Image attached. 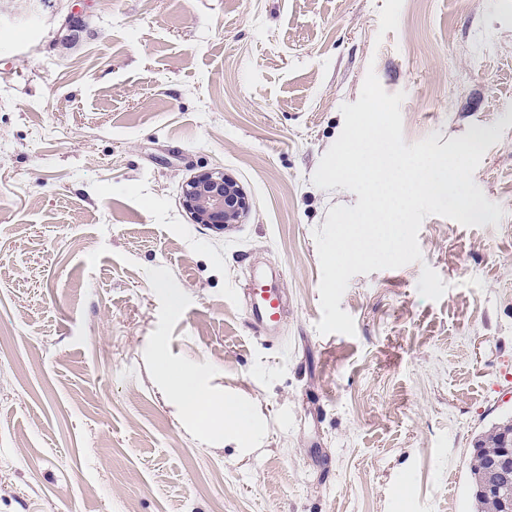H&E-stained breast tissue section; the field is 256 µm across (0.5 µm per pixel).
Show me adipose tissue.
I'll return each instance as SVG.
<instances>
[{
    "mask_svg": "<svg viewBox=\"0 0 512 512\" xmlns=\"http://www.w3.org/2000/svg\"><path fill=\"white\" fill-rule=\"evenodd\" d=\"M169 390L182 418L207 420L213 430L224 432L236 443H243L256 432L248 405L236 397L217 398L204 383V374L194 366L167 370Z\"/></svg>",
    "mask_w": 512,
    "mask_h": 512,
    "instance_id": "obj_1",
    "label": "adipose tissue"
}]
</instances>
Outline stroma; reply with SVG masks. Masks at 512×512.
Wrapping results in <instances>:
<instances>
[{
	"instance_id": "obj_1",
	"label": "stroma",
	"mask_w": 512,
	"mask_h": 512,
	"mask_svg": "<svg viewBox=\"0 0 512 512\" xmlns=\"http://www.w3.org/2000/svg\"><path fill=\"white\" fill-rule=\"evenodd\" d=\"M370 70L405 144L500 133L474 181L503 215L426 217L422 262L352 277L355 335H322L313 232L358 196L312 176ZM212 170L248 202L222 232L183 204ZM161 357L251 405L246 450L179 416ZM510 416L512 0L0 11V512H471L475 437ZM245 293L249 298L246 320L252 330L259 334H267L279 327L284 312L281 291L263 277L250 271Z\"/></svg>"
}]
</instances>
